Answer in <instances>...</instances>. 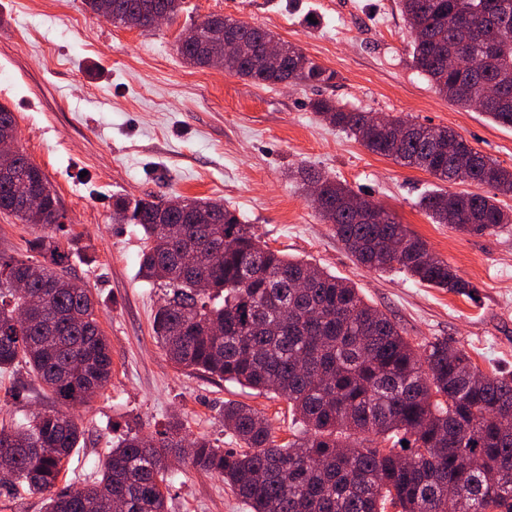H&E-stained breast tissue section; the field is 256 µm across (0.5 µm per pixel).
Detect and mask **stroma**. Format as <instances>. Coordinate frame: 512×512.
Masks as SVG:
<instances>
[{
    "label": "stroma",
    "mask_w": 512,
    "mask_h": 512,
    "mask_svg": "<svg viewBox=\"0 0 512 512\" xmlns=\"http://www.w3.org/2000/svg\"><path fill=\"white\" fill-rule=\"evenodd\" d=\"M224 15L297 45L336 80L326 87L258 86L220 68L186 64L183 30ZM398 0H184L153 31L117 26L83 0H0V105L18 143L47 175L66 216L70 272L98 304L112 344V380L76 407L86 430L61 484L91 472L128 425L154 431L170 415L189 435L234 447L221 418L236 400L291 439L285 399L172 366L155 343L161 293L138 275L143 231L115 222L114 197L213 198L236 209L271 249L349 279L367 303L399 323L413 345L442 337L481 369L512 371V224L485 235L432 223L419 196L444 185L373 154L318 120L310 99L330 96L367 112L405 114L453 128L482 154L512 168V128L441 97L414 70ZM312 167L390 211L475 288H431L402 272L356 265L311 206L290 170ZM460 192L459 182L445 185ZM51 401L26 368L0 374V419ZM171 512H247L220 478L179 467Z\"/></svg>",
    "instance_id": "35a3bbf8"
}]
</instances>
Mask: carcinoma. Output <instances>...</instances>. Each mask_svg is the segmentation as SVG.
<instances>
[{
  "label": "carcinoma",
  "instance_id": "carcinoma-1",
  "mask_svg": "<svg viewBox=\"0 0 512 512\" xmlns=\"http://www.w3.org/2000/svg\"><path fill=\"white\" fill-rule=\"evenodd\" d=\"M117 25L154 29L153 14L174 19L183 0H84ZM412 39V65L451 103L474 107L466 76L443 63L468 51L469 68L495 89L480 112L512 127V0H400ZM466 14L495 41L486 54ZM209 26L224 40L207 37ZM202 33L176 45L192 66L215 59L257 85L283 81L329 86L336 73L301 48L267 58L255 48L276 40L268 29L211 15ZM326 124L373 154L424 170L440 181L486 185L512 195V168L483 155L450 127L365 112L331 97L310 101ZM17 142L13 112L0 106V142ZM11 176L0 177V212L28 224L31 256L0 252V372L23 365L65 409L38 411L0 424V458L12 465L0 488L19 483L41 496L45 512H100L112 499L121 512H168V460L182 455L198 471L224 479L249 512H512V373L480 369L460 346L434 339L418 352L399 326L366 303L350 282L270 249L224 203L211 199L113 200L118 220L137 224L146 245L139 276L162 291L153 318L156 344L179 369L201 371L288 401L300 428L280 443L263 412L224 403V427L239 442L218 448L205 437L186 442L181 417L145 435L128 428L76 487L59 476L85 434L68 407L85 405L112 377V346L88 288L65 277L68 254L58 234V198L44 172L15 149ZM310 200L361 266L397 268L417 281L470 295L473 285L434 255L379 203L322 172ZM38 211L25 201L30 191ZM418 206L435 224L474 235L512 222L496 197L437 190ZM23 275L25 292L13 288ZM205 287H197V281ZM399 436L408 447L382 448L373 437Z\"/></svg>",
  "mask_w": 512,
  "mask_h": 512
}]
</instances>
